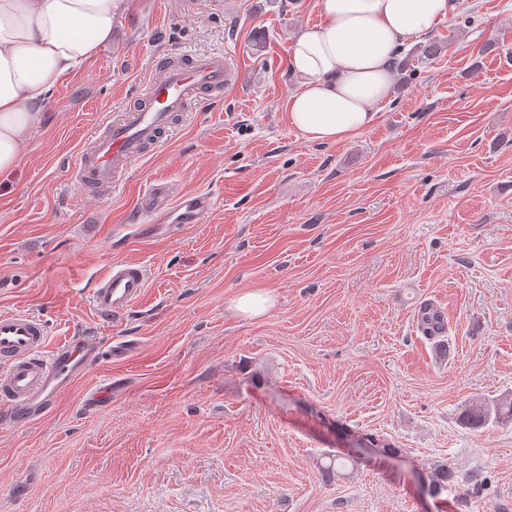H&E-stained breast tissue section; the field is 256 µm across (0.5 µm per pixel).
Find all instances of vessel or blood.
<instances>
[{
  "label": "vessel or blood",
  "mask_w": 512,
  "mask_h": 512,
  "mask_svg": "<svg viewBox=\"0 0 512 512\" xmlns=\"http://www.w3.org/2000/svg\"><path fill=\"white\" fill-rule=\"evenodd\" d=\"M234 81L219 55L170 60L143 87V101L126 108L107 132L94 134L79 155L76 180L81 187L115 185L130 165L144 157L170 127L173 119ZM207 194L178 197L175 208L183 224L198 223L212 207ZM144 265L113 263L90 290V302L103 318L129 310L143 295ZM37 315L22 310L0 314V410L9 421L26 424L37 411L48 410L75 381L84 377L102 356L99 343L73 336L56 346Z\"/></svg>",
  "instance_id": "b4317fda"
}]
</instances>
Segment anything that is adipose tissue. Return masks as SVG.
I'll use <instances>...</instances> for the list:
<instances>
[{
	"label": "adipose tissue",
	"mask_w": 512,
	"mask_h": 512,
	"mask_svg": "<svg viewBox=\"0 0 512 512\" xmlns=\"http://www.w3.org/2000/svg\"><path fill=\"white\" fill-rule=\"evenodd\" d=\"M126 0H0V172L14 168L45 96L112 40ZM318 24L292 40L297 81L285 109L313 142H338L373 124L389 99L393 58L411 36L452 18L455 0H317Z\"/></svg>",
	"instance_id": "ef3b65f1"
}]
</instances>
